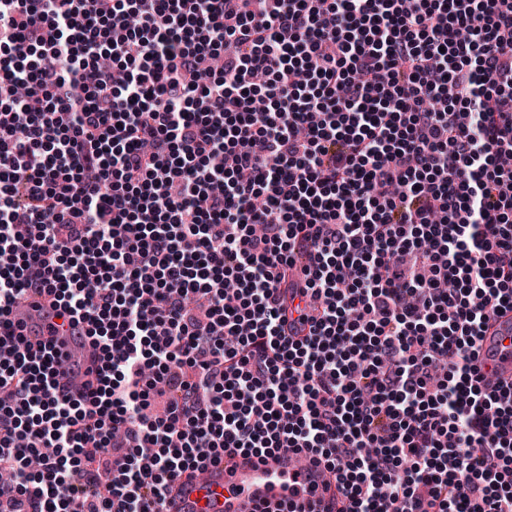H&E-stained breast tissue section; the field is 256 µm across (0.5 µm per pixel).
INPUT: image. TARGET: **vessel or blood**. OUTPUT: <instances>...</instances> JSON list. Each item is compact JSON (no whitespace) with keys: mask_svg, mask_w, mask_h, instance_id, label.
<instances>
[{"mask_svg":"<svg viewBox=\"0 0 512 512\" xmlns=\"http://www.w3.org/2000/svg\"><path fill=\"white\" fill-rule=\"evenodd\" d=\"M486 364L490 384L512 382V353L494 349ZM326 478V471L317 465L296 471L289 454L262 461L231 453L209 466L204 480L175 483L162 512H286L308 503L315 512H338V496L325 489Z\"/></svg>","mask_w":512,"mask_h":512,"instance_id":"1","label":"vessel or blood"}]
</instances>
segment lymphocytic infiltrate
<instances>
[{
  "label": "lymphocytic infiltrate",
  "mask_w": 512,
  "mask_h": 512,
  "mask_svg": "<svg viewBox=\"0 0 512 512\" xmlns=\"http://www.w3.org/2000/svg\"><path fill=\"white\" fill-rule=\"evenodd\" d=\"M508 309L512 0H0V469L40 459L0 512H161L237 452L512 512ZM487 336L481 348L480 362L487 364L486 369L495 368V371H490L487 375L486 381L491 385L498 382L509 383L512 382V355L509 351H502V346L494 349L490 359H487V350L492 344V339L503 337L502 344L504 346L510 345V334L512 335V312L507 311L502 316L498 317L487 331ZM494 336V337H493ZM67 329L68 326H64L63 330L59 328L57 334L58 336H53L50 335L49 331L45 328L43 330H40L39 328L32 330L31 328L27 327L25 330V336H27L28 340H30L32 343H35L36 341L45 337L52 336L57 347L63 343L65 344V347L70 351L80 352L82 350L81 346L84 343L83 336H71L70 331L63 333V331H66Z\"/></svg>",
  "instance_id": "obj_1"
}]
</instances>
